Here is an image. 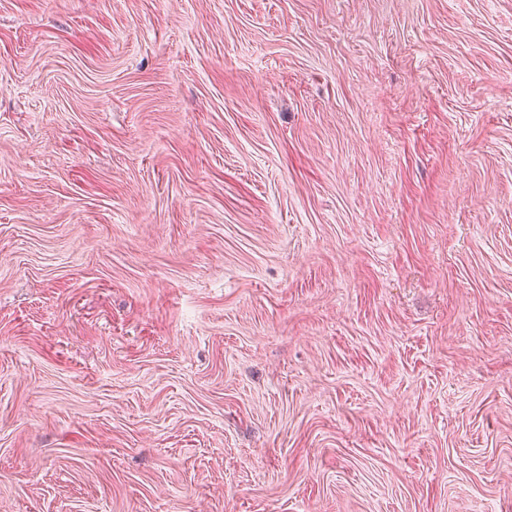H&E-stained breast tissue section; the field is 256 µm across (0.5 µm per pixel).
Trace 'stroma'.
<instances>
[{"label": "stroma", "instance_id": "stroma-1", "mask_svg": "<svg viewBox=\"0 0 512 512\" xmlns=\"http://www.w3.org/2000/svg\"><path fill=\"white\" fill-rule=\"evenodd\" d=\"M0 512H512V0H0Z\"/></svg>", "mask_w": 512, "mask_h": 512}]
</instances>
